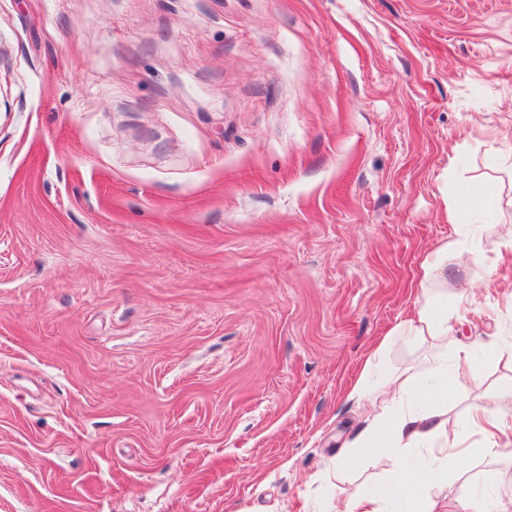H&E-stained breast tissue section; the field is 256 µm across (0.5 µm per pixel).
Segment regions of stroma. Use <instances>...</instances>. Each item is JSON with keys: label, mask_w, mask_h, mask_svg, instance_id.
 Masks as SVG:
<instances>
[{"label": "stroma", "mask_w": 512, "mask_h": 512, "mask_svg": "<svg viewBox=\"0 0 512 512\" xmlns=\"http://www.w3.org/2000/svg\"><path fill=\"white\" fill-rule=\"evenodd\" d=\"M512 415V0H0V512H334L448 205ZM496 347H487L489 339ZM512 498V447L476 456Z\"/></svg>", "instance_id": "35a3bbf8"}]
</instances>
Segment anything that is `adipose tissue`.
<instances>
[{
	"mask_svg": "<svg viewBox=\"0 0 512 512\" xmlns=\"http://www.w3.org/2000/svg\"><path fill=\"white\" fill-rule=\"evenodd\" d=\"M487 196V190L477 188L461 194L455 222L465 233L464 242L444 244L421 266L420 293L413 312L393 333L408 342L427 345L429 353L420 364L385 378L382 406L353 441L350 451L355 458L384 455L392 460L393 468L372 493L346 497L343 512H396L404 500L409 502L410 512H512L508 503L476 494L449 500L445 508H438L428 494V480L420 477L411 456L412 449L429 448L438 471L457 476L464 474L471 458V448L457 438L445 417L457 388L477 378L473 372L448 369L449 362H465L471 355L467 346L453 352L448 349V338L455 325L464 321L468 306L463 298L447 304L441 291L457 271L460 250H469L472 264L483 265L477 246L479 227L471 223L470 217ZM469 419L485 438L484 454L494 455L512 446V418L476 402L469 408Z\"/></svg>",
	"mask_w": 512,
	"mask_h": 512,
	"instance_id": "adipose-tissue-1",
	"label": "adipose tissue"
}]
</instances>
